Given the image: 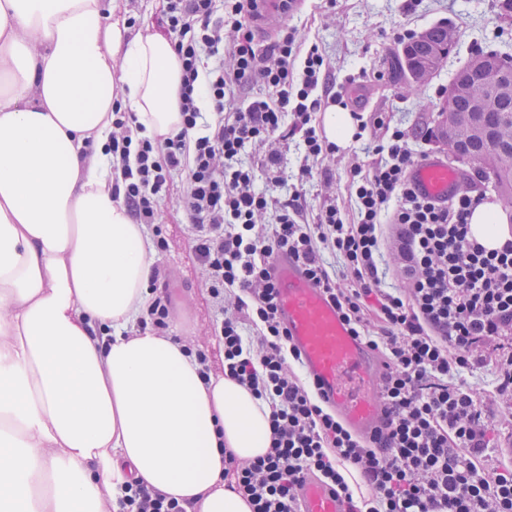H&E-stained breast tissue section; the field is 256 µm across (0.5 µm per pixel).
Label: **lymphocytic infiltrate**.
I'll use <instances>...</instances> for the list:
<instances>
[{
  "label": "lymphocytic infiltrate",
  "instance_id": "lymphocytic-infiltrate-1",
  "mask_svg": "<svg viewBox=\"0 0 512 512\" xmlns=\"http://www.w3.org/2000/svg\"><path fill=\"white\" fill-rule=\"evenodd\" d=\"M164 2L162 32L182 63V126L149 137L113 103L112 196L152 231L162 255L160 207L174 173L185 176L180 206L218 315L224 375L270 409L266 454L225 456L226 487L252 512H300L309 478L331 486L351 512H512V448H500L492 426L512 416V239L489 250L472 238L468 218L480 196L462 192L441 206L413 190L412 145L433 134L399 125L373 145L370 169L351 170L349 206L330 201L309 213L311 164L336 150L317 114L348 107L355 76L337 80L322 44L288 23L257 44L253 0ZM202 95L212 120L202 118ZM290 144L301 163L286 179ZM389 242L404 262L398 288L384 285ZM281 254L303 265L383 362L384 416L371 437L350 431L304 372L275 303L272 263ZM168 275L155 262L154 298L138 332L167 334L170 300L158 284ZM489 364V388L477 394L466 377ZM121 512L187 508L138 483Z\"/></svg>",
  "mask_w": 512,
  "mask_h": 512
}]
</instances>
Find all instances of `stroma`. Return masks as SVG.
Returning <instances> with one entry per match:
<instances>
[{"instance_id": "1", "label": "stroma", "mask_w": 512, "mask_h": 512, "mask_svg": "<svg viewBox=\"0 0 512 512\" xmlns=\"http://www.w3.org/2000/svg\"><path fill=\"white\" fill-rule=\"evenodd\" d=\"M500 0H420L411 13L401 11L399 0H336L326 6L323 0H307L295 13L294 23L308 39L325 47L337 76L365 68L361 84L349 88L364 117H380L384 126H369L373 140L384 138L386 124H400L413 130L436 128L434 104L440 100L437 87L448 86L453 74L480 51L497 50L512 54V21L501 15ZM447 18L455 32V45L447 63L415 91H407L406 77L388 66V58L401 50L400 27L424 32ZM376 160L364 142L314 162V178L307 195V207L317 212L329 200L349 202L347 174L354 168H371ZM185 188L184 175H175L169 199L161 205L160 223L169 241L163 257L171 270L168 294L171 301L170 334L193 349L207 351L214 367L222 357L214 336L215 312L202 283V272L189 247L190 229L178 200Z\"/></svg>"}]
</instances>
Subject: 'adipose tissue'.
Returning a JSON list of instances; mask_svg holds the SVG:
<instances>
[{"mask_svg": "<svg viewBox=\"0 0 512 512\" xmlns=\"http://www.w3.org/2000/svg\"><path fill=\"white\" fill-rule=\"evenodd\" d=\"M180 81L166 38L128 36L112 0H0V512H119L138 481L188 512H252L224 453L264 455L269 410L136 334L154 259L112 197L115 97L165 137ZM469 222L486 249L512 238L495 202Z\"/></svg>", "mask_w": 512, "mask_h": 512, "instance_id": "obj_1", "label": "adipose tissue"}]
</instances>
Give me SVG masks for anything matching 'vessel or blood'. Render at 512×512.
Wrapping results in <instances>:
<instances>
[{"instance_id":"1","label":"vessel or blood","mask_w":512,"mask_h":512,"mask_svg":"<svg viewBox=\"0 0 512 512\" xmlns=\"http://www.w3.org/2000/svg\"><path fill=\"white\" fill-rule=\"evenodd\" d=\"M304 3L255 0L254 19L272 27ZM410 180L422 196L441 205L460 192L463 182L461 173L446 158L435 155L415 160ZM273 272L279 316L321 398L354 433L371 435L384 413L381 360L352 335L333 303L307 278L300 263L280 256L274 261ZM300 504L301 512H349L342 497L313 478L303 483Z\"/></svg>"}]
</instances>
